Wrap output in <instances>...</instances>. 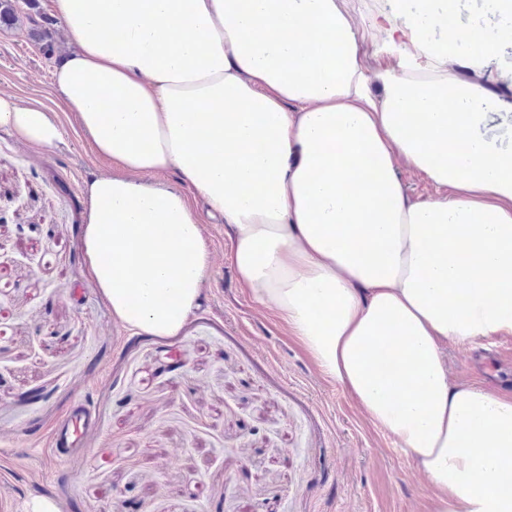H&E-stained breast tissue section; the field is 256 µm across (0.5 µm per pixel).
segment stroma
Wrapping results in <instances>:
<instances>
[{
  "mask_svg": "<svg viewBox=\"0 0 512 512\" xmlns=\"http://www.w3.org/2000/svg\"><path fill=\"white\" fill-rule=\"evenodd\" d=\"M27 22L0 28V92L57 111L55 58ZM53 149L0 129V512L34 495L60 512H430L411 459L321 376L271 309L239 288L223 225L200 306L172 336L117 326L83 255L90 174L73 118ZM453 382H512V334L448 347ZM79 448L49 446L75 404Z\"/></svg>",
  "mask_w": 512,
  "mask_h": 512,
  "instance_id": "obj_1",
  "label": "stroma"
}]
</instances>
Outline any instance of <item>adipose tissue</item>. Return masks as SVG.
<instances>
[{
	"label": "adipose tissue",
	"mask_w": 512,
	"mask_h": 512,
	"mask_svg": "<svg viewBox=\"0 0 512 512\" xmlns=\"http://www.w3.org/2000/svg\"><path fill=\"white\" fill-rule=\"evenodd\" d=\"M389 2L368 54L342 0H52L54 89L111 167L83 186L87 266L114 322L171 336L223 222L240 287L413 460L431 512H512V397L451 383L446 357L512 333V143L482 133L512 111L486 70L512 29ZM0 128L62 140L7 94Z\"/></svg>",
	"instance_id": "obj_1"
}]
</instances>
